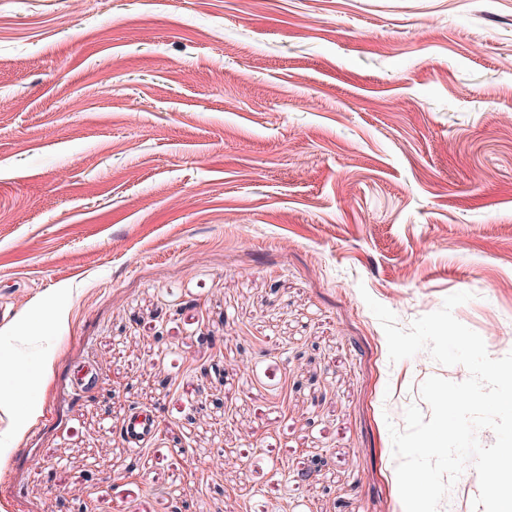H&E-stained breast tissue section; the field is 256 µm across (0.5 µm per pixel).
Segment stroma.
I'll return each instance as SVG.
<instances>
[{
  "label": "stroma",
  "instance_id": "1",
  "mask_svg": "<svg viewBox=\"0 0 512 512\" xmlns=\"http://www.w3.org/2000/svg\"><path fill=\"white\" fill-rule=\"evenodd\" d=\"M505 57L512 0H0V512H404L389 429L469 373L366 301L512 352Z\"/></svg>",
  "mask_w": 512,
  "mask_h": 512
}]
</instances>
